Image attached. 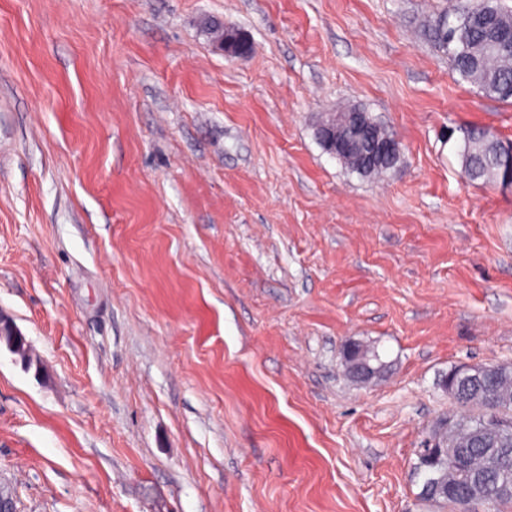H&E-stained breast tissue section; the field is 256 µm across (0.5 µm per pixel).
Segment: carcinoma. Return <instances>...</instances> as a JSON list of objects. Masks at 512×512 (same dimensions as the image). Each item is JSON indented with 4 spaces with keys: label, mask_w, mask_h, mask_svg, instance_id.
<instances>
[{
    "label": "carcinoma",
    "mask_w": 512,
    "mask_h": 512,
    "mask_svg": "<svg viewBox=\"0 0 512 512\" xmlns=\"http://www.w3.org/2000/svg\"><path fill=\"white\" fill-rule=\"evenodd\" d=\"M512 26V9L502 0H458L427 24L435 48L448 55L461 79L485 96L512 101V42H502L501 29ZM370 139L398 141L395 133L366 116ZM456 155L471 179L501 182L500 140L489 129L472 125L459 128ZM401 151L389 159L372 157L365 141L342 164L362 177H380L398 169ZM453 418L465 422L473 435L448 447V432L432 434L435 456H419L416 470L423 475L422 498L466 512L472 503L512 505V369L493 374L470 386L464 399L454 400ZM453 483L454 495L432 492L436 484Z\"/></svg>",
    "instance_id": "1"
}]
</instances>
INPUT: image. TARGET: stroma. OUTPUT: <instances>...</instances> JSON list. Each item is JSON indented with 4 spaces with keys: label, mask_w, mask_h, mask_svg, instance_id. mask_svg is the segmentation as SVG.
Masks as SVG:
<instances>
[{
    "label": "stroma",
    "mask_w": 512,
    "mask_h": 512,
    "mask_svg": "<svg viewBox=\"0 0 512 512\" xmlns=\"http://www.w3.org/2000/svg\"><path fill=\"white\" fill-rule=\"evenodd\" d=\"M451 4L0 0L14 512H447L416 464L448 373L512 364V187L469 181L446 137L512 141V104L430 42ZM352 106L398 170L315 139ZM352 342L382 376H346ZM345 112H348L346 117H349V113L351 112L364 113L366 115V119L369 122L370 139L376 141L387 140L397 142L399 149L390 159H378L372 157L367 143L359 139L360 147L355 153L347 156L344 161L338 158L336 159L341 162L348 170L357 173L362 177H380L397 170L401 163V144L398 141L395 133L375 121L369 115V113L363 109L353 107L347 109Z\"/></svg>",
    "instance_id": "stroma-1"
}]
</instances>
